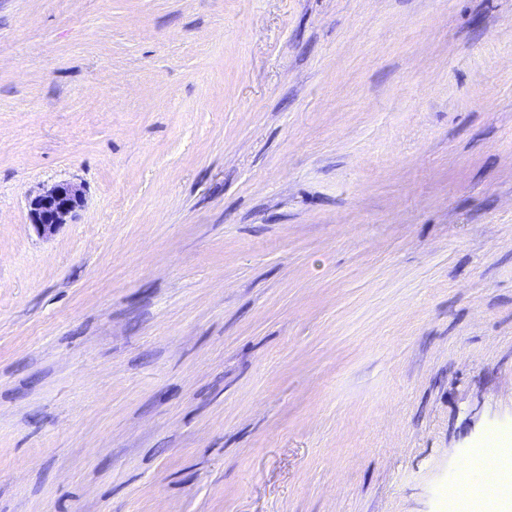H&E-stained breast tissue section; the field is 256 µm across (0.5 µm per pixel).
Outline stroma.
<instances>
[{
    "label": "stroma",
    "instance_id": "35a3bbf8",
    "mask_svg": "<svg viewBox=\"0 0 512 512\" xmlns=\"http://www.w3.org/2000/svg\"><path fill=\"white\" fill-rule=\"evenodd\" d=\"M495 435L512 0H0V512H448ZM83 203L80 187L70 182L55 184L29 201L30 223L38 234L51 235Z\"/></svg>",
    "mask_w": 512,
    "mask_h": 512
}]
</instances>
